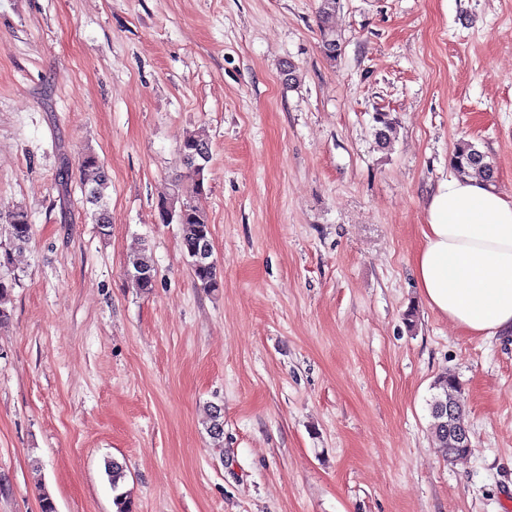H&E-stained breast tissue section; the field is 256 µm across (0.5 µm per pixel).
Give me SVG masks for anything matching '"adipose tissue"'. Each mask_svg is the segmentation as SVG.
I'll use <instances>...</instances> for the list:
<instances>
[{"label": "adipose tissue", "mask_w": 512, "mask_h": 512, "mask_svg": "<svg viewBox=\"0 0 512 512\" xmlns=\"http://www.w3.org/2000/svg\"><path fill=\"white\" fill-rule=\"evenodd\" d=\"M426 215L413 266L428 305L465 335L512 334V199L452 175Z\"/></svg>", "instance_id": "obj_1"}]
</instances>
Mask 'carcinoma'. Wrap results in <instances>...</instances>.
Masks as SVG:
<instances>
[{
    "mask_svg": "<svg viewBox=\"0 0 512 512\" xmlns=\"http://www.w3.org/2000/svg\"><path fill=\"white\" fill-rule=\"evenodd\" d=\"M336 0H320L317 18L322 38V51L326 58L337 57L339 45L331 25ZM376 122V139L380 146L389 144L396 133V122L386 112H378ZM185 166V172L174 178L170 193L161 198L156 206L157 218L162 224L175 222L181 226V250L190 259V270L195 284L203 289L219 287L217 265L214 260H202L199 249L205 243L212 244L211 228L207 214L194 206L191 198L205 191L204 170L211 158L209 139L201 132H191L183 136L179 143ZM453 168L461 175H476L490 185L495 179V170L486 155L468 140L458 141L451 155ZM86 202L97 207L96 223L106 227L111 224L110 213L104 201V191L108 187L109 175L98 158L93 154L84 156L80 165ZM0 233L7 234L12 250L21 252L26 249L32 236V224L28 212L16 207L6 213H0ZM131 267L127 274L136 286L148 291L154 283V265L152 259L142 249L130 260ZM13 283L0 280V325L8 320ZM434 388L438 393L431 403V433L442 448L446 461L450 464H463L473 453V448L456 444L451 438L455 428H465V400L460 385L455 377L448 375L437 379ZM208 432L213 446H224V414L222 409L213 406L208 413ZM105 471L112 490L116 491L114 504L117 512H130V501L126 493L118 492L124 482L123 465L112 459L105 463Z\"/></svg>",
    "mask_w": 512,
    "mask_h": 512,
    "instance_id": "1",
    "label": "carcinoma"
}]
</instances>
